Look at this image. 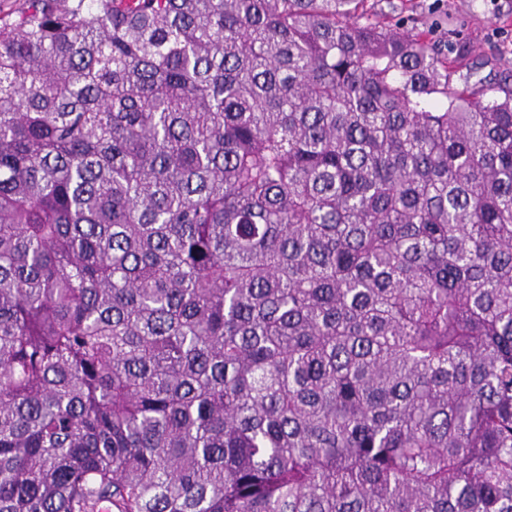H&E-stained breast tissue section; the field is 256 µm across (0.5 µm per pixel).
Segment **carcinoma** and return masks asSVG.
Segmentation results:
<instances>
[{"mask_svg":"<svg viewBox=\"0 0 512 512\" xmlns=\"http://www.w3.org/2000/svg\"><path fill=\"white\" fill-rule=\"evenodd\" d=\"M361 2L0 17V512H512V88Z\"/></svg>","mask_w":512,"mask_h":512,"instance_id":"1","label":"carcinoma"}]
</instances>
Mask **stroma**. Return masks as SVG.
<instances>
[{
    "label": "stroma",
    "instance_id": "1",
    "mask_svg": "<svg viewBox=\"0 0 512 512\" xmlns=\"http://www.w3.org/2000/svg\"><path fill=\"white\" fill-rule=\"evenodd\" d=\"M361 11L425 33L439 57L464 60L483 84L512 78V0H363Z\"/></svg>",
    "mask_w": 512,
    "mask_h": 512
}]
</instances>
